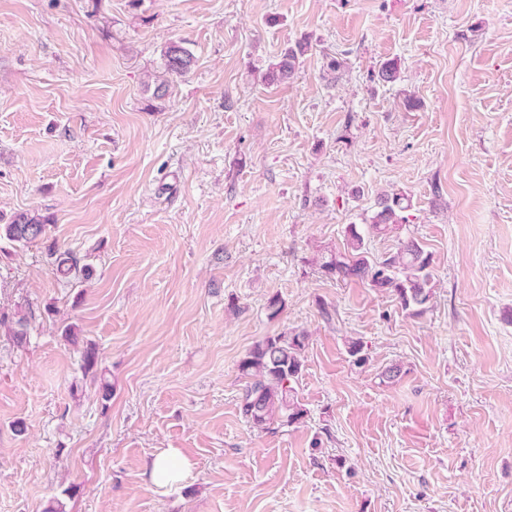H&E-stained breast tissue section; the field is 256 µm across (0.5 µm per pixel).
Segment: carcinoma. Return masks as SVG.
I'll return each mask as SVG.
<instances>
[{
    "label": "carcinoma",
    "mask_w": 512,
    "mask_h": 512,
    "mask_svg": "<svg viewBox=\"0 0 512 512\" xmlns=\"http://www.w3.org/2000/svg\"><path fill=\"white\" fill-rule=\"evenodd\" d=\"M307 44L298 42L281 52L277 62L269 66L268 80L284 82L290 79L304 55ZM165 66L171 73L182 74L194 62L186 48L169 45L165 52ZM401 193L381 199L378 211L372 217L370 228L385 234L406 222L402 212L409 208ZM47 223L26 214H19L8 224H0V240L27 245L46 239ZM347 250L332 253L322 259L320 268L340 280L367 281L374 288L386 289L400 302L402 308L420 315L432 297L433 270L431 255L415 240L399 242L396 251L383 259L370 256L364 235L351 224L347 230ZM48 257L57 273L65 278L79 279L89 273L80 259L70 251H61L48 245ZM0 326L8 327L9 335L18 346L27 344L28 318L15 320L0 317ZM307 336L282 332L267 336L239 361L240 374L247 379L239 401V410L252 427L268 430L274 424L291 426L300 423L306 410L295 399L291 383L298 380L303 370V354Z\"/></svg>",
    "instance_id": "1"
}]
</instances>
